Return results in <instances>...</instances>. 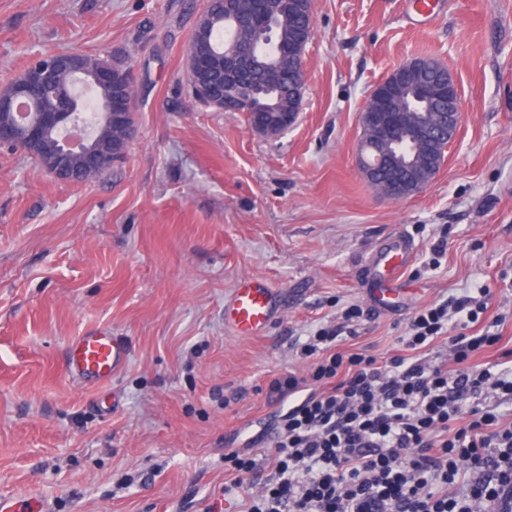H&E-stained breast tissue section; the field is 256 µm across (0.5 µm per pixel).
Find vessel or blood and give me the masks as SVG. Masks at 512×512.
Returning <instances> with one entry per match:
<instances>
[{
	"label": "vessel or blood",
	"mask_w": 512,
	"mask_h": 512,
	"mask_svg": "<svg viewBox=\"0 0 512 512\" xmlns=\"http://www.w3.org/2000/svg\"><path fill=\"white\" fill-rule=\"evenodd\" d=\"M414 249L396 240L373 255L371 267L380 282L379 301L385 302L401 291V279ZM276 311V292L267 280L249 277L240 280L224 307V322L236 334L256 335L272 321ZM128 346L122 337L106 328H92L72 340L66 369L81 383L104 386L125 364ZM0 512H48L47 504L38 497L0 498Z\"/></svg>",
	"instance_id": "b4317fda"
}]
</instances>
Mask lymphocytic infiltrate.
Segmentation results:
<instances>
[{
    "instance_id": "1",
    "label": "lymphocytic infiltrate",
    "mask_w": 512,
    "mask_h": 512,
    "mask_svg": "<svg viewBox=\"0 0 512 512\" xmlns=\"http://www.w3.org/2000/svg\"><path fill=\"white\" fill-rule=\"evenodd\" d=\"M489 288L415 311L401 349L340 352L351 305L301 348L307 372L272 378L269 401L296 398L261 458L229 453L232 488L253 485L245 512H512V366L472 365L496 345ZM450 345L451 362L429 352Z\"/></svg>"
}]
</instances>
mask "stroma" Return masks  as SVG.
Here are the masks:
<instances>
[{
  "instance_id": "35a3bbf8",
  "label": "stroma",
  "mask_w": 512,
  "mask_h": 512,
  "mask_svg": "<svg viewBox=\"0 0 512 512\" xmlns=\"http://www.w3.org/2000/svg\"><path fill=\"white\" fill-rule=\"evenodd\" d=\"M204 0H0V87L62 50L138 74V133L100 178L76 184L0 148V497L49 512H241L224 456L267 448L280 407L270 375L302 372L299 345L364 315L343 349L386 356L413 313L487 285L512 348V0H442L420 27L407 0H313L314 33L296 123L253 134L187 86ZM415 57L440 61L467 104L433 183L379 195L355 162L373 87ZM448 247L428 264L439 235ZM413 244L402 294L373 300L368 261ZM267 279L271 325L235 335L224 304ZM108 327L129 356L109 387L65 371L70 342ZM0 510L2 512H47L48 505L38 497L22 495L0 498Z\"/></svg>"
}]
</instances>
